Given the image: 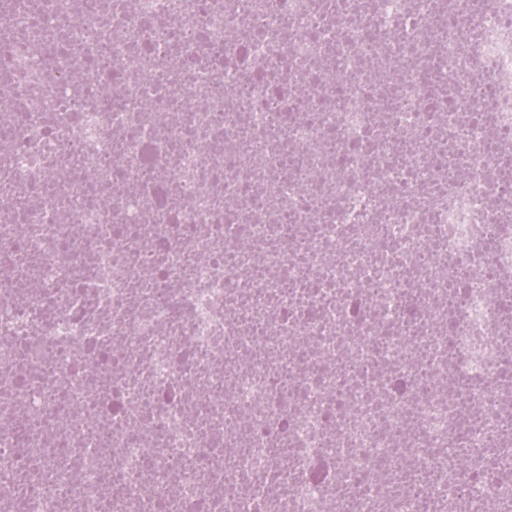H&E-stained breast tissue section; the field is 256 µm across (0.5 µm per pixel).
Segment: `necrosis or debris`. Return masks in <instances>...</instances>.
Listing matches in <instances>:
<instances>
[{"instance_id": "necrosis-or-debris-1", "label": "necrosis or debris", "mask_w": 512, "mask_h": 512, "mask_svg": "<svg viewBox=\"0 0 512 512\" xmlns=\"http://www.w3.org/2000/svg\"><path fill=\"white\" fill-rule=\"evenodd\" d=\"M0 512H512V0H0Z\"/></svg>"}]
</instances>
